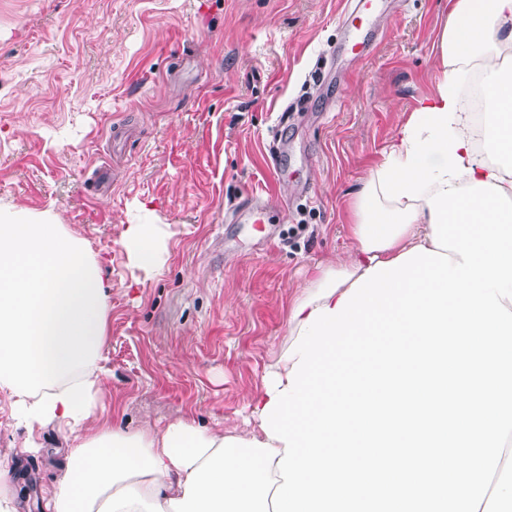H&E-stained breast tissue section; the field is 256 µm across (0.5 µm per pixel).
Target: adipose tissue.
Returning <instances> with one entry per match:
<instances>
[{
	"label": "adipose tissue",
	"instance_id": "1",
	"mask_svg": "<svg viewBox=\"0 0 512 512\" xmlns=\"http://www.w3.org/2000/svg\"><path fill=\"white\" fill-rule=\"evenodd\" d=\"M448 2L435 89L296 300L247 433L99 417L101 261L0 209V396L26 451L52 426L67 444L47 512H512V0ZM122 245L146 277L167 254L154 224Z\"/></svg>",
	"mask_w": 512,
	"mask_h": 512
}]
</instances>
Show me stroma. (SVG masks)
I'll list each match as a JSON object with an SVG mask.
<instances>
[{
    "label": "stroma",
    "mask_w": 512,
    "mask_h": 512,
    "mask_svg": "<svg viewBox=\"0 0 512 512\" xmlns=\"http://www.w3.org/2000/svg\"><path fill=\"white\" fill-rule=\"evenodd\" d=\"M0 0V208L51 215L104 259L106 418L180 416L247 431L306 272L347 257L354 192L434 89L448 0ZM265 190L262 223L246 205ZM156 224L170 254L132 285L121 237ZM0 410V456L42 512L65 443Z\"/></svg>",
    "instance_id": "stroma-1"
}]
</instances>
